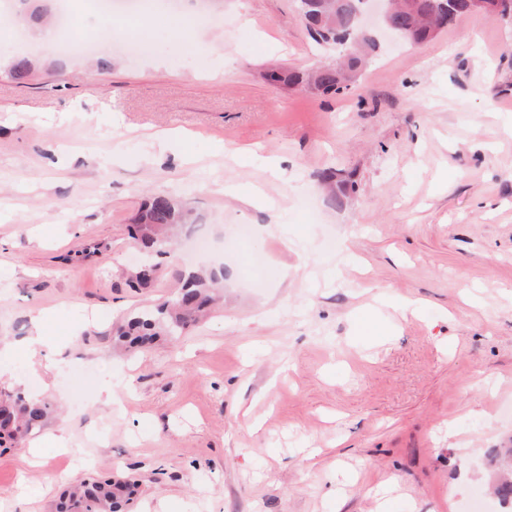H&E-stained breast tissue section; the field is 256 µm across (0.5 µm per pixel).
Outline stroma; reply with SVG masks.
I'll return each instance as SVG.
<instances>
[{"label":"stroma","mask_w":512,"mask_h":512,"mask_svg":"<svg viewBox=\"0 0 512 512\" xmlns=\"http://www.w3.org/2000/svg\"><path fill=\"white\" fill-rule=\"evenodd\" d=\"M192 2L156 0L147 44L125 55L75 0L77 34L102 51H44L22 83L0 30V344L51 309L63 345L51 371L19 364L6 386L57 405L33 440L63 424L71 441L35 466L1 452L0 512H52L70 484L109 475L139 481L132 512H498L486 455L512 438V18L383 43L322 95L264 77L341 53L295 0H224L198 43ZM74 101L92 126L62 116ZM167 129L188 132L184 154L155 139ZM212 141L247 154L210 155ZM156 193L210 228L224 301L121 354L113 327L189 266L163 256L131 285L130 227ZM108 384L124 409L100 398Z\"/></svg>","instance_id":"1"}]
</instances>
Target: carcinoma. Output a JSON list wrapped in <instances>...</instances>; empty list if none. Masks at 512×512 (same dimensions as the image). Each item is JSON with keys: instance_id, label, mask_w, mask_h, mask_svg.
I'll return each mask as SVG.
<instances>
[{"instance_id": "cac0c4a2", "label": "carcinoma", "mask_w": 512, "mask_h": 512, "mask_svg": "<svg viewBox=\"0 0 512 512\" xmlns=\"http://www.w3.org/2000/svg\"><path fill=\"white\" fill-rule=\"evenodd\" d=\"M22 23H38L50 13V6H29V0H17ZM362 0H321L318 17L306 24L314 39L325 45L346 40L348 52L342 56V67L318 68L310 75L303 72L272 70L266 78L286 87L308 86L322 93L338 94L348 87L349 74L366 62L367 52L376 50V40L357 27V12ZM444 0H397V7L390 20L400 31L416 36L420 41H430L435 34V17ZM32 72V61L16 57L10 74L23 80ZM188 223V212L165 193L151 197L142 207L134 224L132 238L147 255H168L173 246V231ZM181 287L169 300L145 308L129 317L112 336L113 344L127 349H145L162 336L183 333L209 309L211 288L224 280V267L200 270H182L178 273ZM50 403L33 400L20 393L0 389V414L12 420L10 429L0 428V448H14L32 431L41 428L51 412ZM488 466L498 472L494 493L502 503L512 502V446L497 448L488 457ZM135 481H117L112 478L90 477L72 490L63 493L55 512H127L138 492Z\"/></svg>"}]
</instances>
